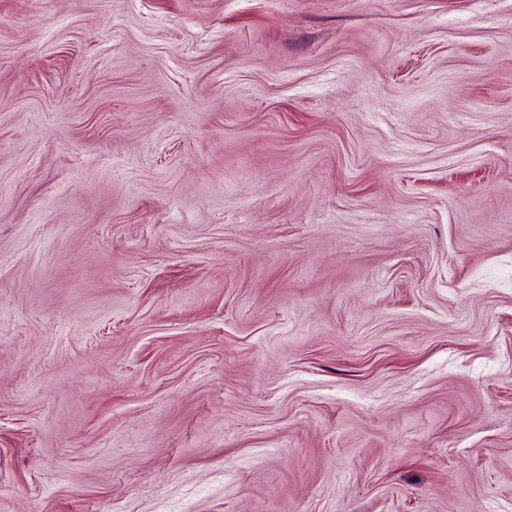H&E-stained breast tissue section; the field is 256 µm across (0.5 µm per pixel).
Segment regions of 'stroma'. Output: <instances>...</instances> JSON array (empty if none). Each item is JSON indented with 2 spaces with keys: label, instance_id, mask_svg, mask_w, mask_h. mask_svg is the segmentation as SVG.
I'll return each instance as SVG.
<instances>
[{
  "label": "stroma",
  "instance_id": "stroma-1",
  "mask_svg": "<svg viewBox=\"0 0 512 512\" xmlns=\"http://www.w3.org/2000/svg\"><path fill=\"white\" fill-rule=\"evenodd\" d=\"M0 512H512V0H0Z\"/></svg>",
  "mask_w": 512,
  "mask_h": 512
}]
</instances>
